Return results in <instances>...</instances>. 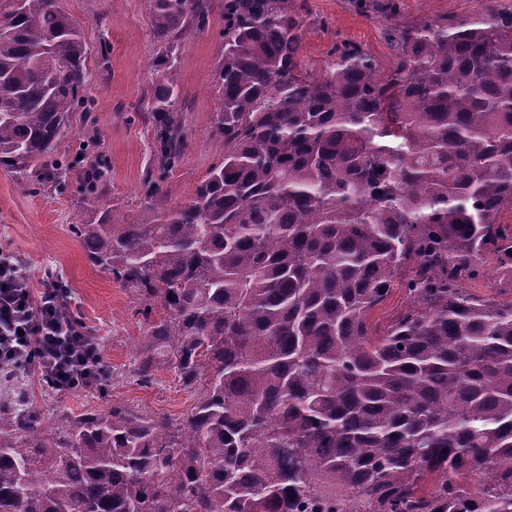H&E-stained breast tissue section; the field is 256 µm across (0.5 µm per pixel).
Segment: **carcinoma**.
Returning a JSON list of instances; mask_svg holds the SVG:
<instances>
[{
  "instance_id": "1",
  "label": "carcinoma",
  "mask_w": 512,
  "mask_h": 512,
  "mask_svg": "<svg viewBox=\"0 0 512 512\" xmlns=\"http://www.w3.org/2000/svg\"><path fill=\"white\" fill-rule=\"evenodd\" d=\"M420 24L380 10L390 71L346 45L301 69L306 0H149L164 169L188 141L183 40L219 9L221 160L126 224L84 169L88 260L165 310L138 375L202 388L180 421L114 405L42 422L0 392V512H512V300L462 285L512 271V11L476 0ZM88 47L57 0H0V165L33 184L84 99ZM407 307L372 319L393 283ZM484 473L473 493L467 478ZM435 480L431 492L422 489Z\"/></svg>"
}]
</instances>
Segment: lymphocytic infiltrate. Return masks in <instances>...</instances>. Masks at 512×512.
I'll return each instance as SVG.
<instances>
[{
	"instance_id": "f902f5d3",
	"label": "lymphocytic infiltrate",
	"mask_w": 512,
	"mask_h": 512,
	"mask_svg": "<svg viewBox=\"0 0 512 512\" xmlns=\"http://www.w3.org/2000/svg\"><path fill=\"white\" fill-rule=\"evenodd\" d=\"M69 294L50 277L33 293L17 256L0 248V371L38 370L60 392L105 375L97 339L79 319L60 316Z\"/></svg>"
}]
</instances>
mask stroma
<instances>
[{"label": "stroma", "instance_id": "1", "mask_svg": "<svg viewBox=\"0 0 512 512\" xmlns=\"http://www.w3.org/2000/svg\"><path fill=\"white\" fill-rule=\"evenodd\" d=\"M149 0H59L79 27L88 46L87 82L82 94L93 121L73 115L61 139L57 158L74 160L82 146L96 144L109 163L107 198L130 223L145 206V179L154 177L168 206L185 202L194 186L219 161L211 127L214 72L222 53L220 15L184 40L180 56V110L188 147L180 163L165 173L155 171L154 124L148 107L155 81L152 62L159 50L153 33ZM303 15L300 57L312 75H320L332 47H362L389 69L393 56L386 27L379 17L360 8L357 0H307ZM471 0H399L398 23L411 25L444 15L467 13ZM75 191L58 192L22 182L0 167V248L22 261L33 289H40L45 271H54L68 285L71 313L96 336L112 378L105 388H82L46 394L41 378L20 373L29 406L44 421L104 411L123 404L177 421L197 401L174 370L156 371L152 382L136 374L147 334L145 301L121 281L94 267L72 231Z\"/></svg>", "mask_w": 512, "mask_h": 512}]
</instances>
